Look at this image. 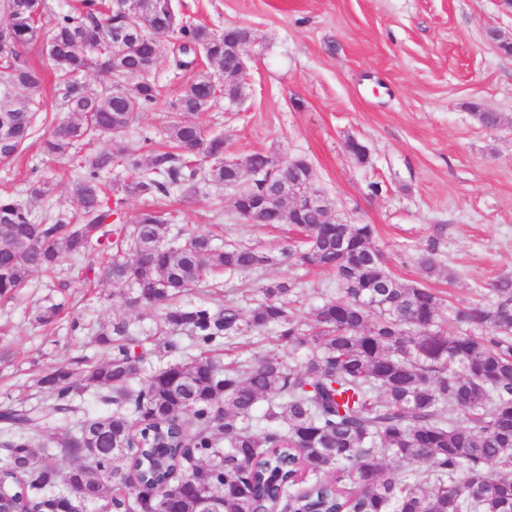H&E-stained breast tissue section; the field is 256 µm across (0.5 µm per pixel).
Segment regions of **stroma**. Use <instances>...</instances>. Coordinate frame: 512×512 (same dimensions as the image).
<instances>
[{
	"mask_svg": "<svg viewBox=\"0 0 512 512\" xmlns=\"http://www.w3.org/2000/svg\"><path fill=\"white\" fill-rule=\"evenodd\" d=\"M174 3L188 20L217 31L244 25L257 39L247 50L244 98L236 104L217 98L195 116L207 133L223 135L226 158L261 152L306 159L314 189L333 202V217L374 225L393 274L437 289L453 306L487 300L490 284L512 273V57L495 43L499 36L512 39V8L502 0ZM27 57L47 83L43 119L25 153L0 166V195L26 198L30 182L43 178L53 186V209L69 212L73 166L42 151L43 139L68 112L52 89L49 60L35 46ZM170 60L169 48H162L156 78L163 104L140 114L126 133L132 153H145L146 131L165 145L174 118L165 102L213 70L203 60L178 71ZM478 107L502 113L504 124L481 126ZM351 139L366 147L367 162L347 153ZM234 194L206 186L173 191L163 201L176 229L246 241L271 256L263 269L225 274L220 300L246 314L260 288L295 277L304 293L297 309L304 313L336 291L334 277L282 256L295 235L290 225L247 223L233 209ZM433 242L440 269L430 276L418 257ZM107 260L101 251L63 259L54 277L30 279L16 298H0V400L37 401L35 378L80 356L102 360L94 327L122 319L153 331L152 320H138L118 302L121 286L102 275ZM47 297L68 307L57 323L42 326L34 308ZM74 315L85 330H70Z\"/></svg>",
	"mask_w": 512,
	"mask_h": 512,
	"instance_id": "obj_1",
	"label": "stroma"
}]
</instances>
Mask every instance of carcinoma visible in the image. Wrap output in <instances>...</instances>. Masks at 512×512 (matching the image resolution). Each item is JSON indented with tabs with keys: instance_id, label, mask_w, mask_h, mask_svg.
Here are the masks:
<instances>
[{
	"instance_id": "carcinoma-1",
	"label": "carcinoma",
	"mask_w": 512,
	"mask_h": 512,
	"mask_svg": "<svg viewBox=\"0 0 512 512\" xmlns=\"http://www.w3.org/2000/svg\"><path fill=\"white\" fill-rule=\"evenodd\" d=\"M139 16L112 12L101 0L47 17L45 0H0V21L10 26L15 51L0 59V80L16 86L22 106L0 112V163L19 156L34 133L44 91L42 72L23 51L50 46L63 105L73 115L53 126L43 151L77 160L71 213L35 219L33 203L48 204L46 181L30 184L23 201L0 195V297H12L28 278L55 272L63 256L111 253L106 269L126 288L123 305L147 311L170 353L181 340L207 353L248 335L273 334L301 354L297 365L255 351L221 364L207 356L179 358L154 367L130 323L114 320L94 332L108 352L101 362L82 358L37 381L48 405L0 402V508L5 512H69L76 498L112 512H256L284 504L288 512H512V275L489 288L494 300L455 308L421 284H403L388 269L371 224H328L309 212L295 225L298 243L285 249L299 266L334 273L336 296L300 318L290 308L299 282L274 281L261 289L248 315L231 303L214 308L186 304L191 291L209 292L219 270L247 272L271 257L251 245L213 244L207 235L171 234L153 208L133 224H112L109 192L166 198L197 189L204 180L229 187L239 176L224 168V137L207 136L191 116L209 109L210 75L187 84L167 103L179 117L168 127L171 145L147 155L127 152L125 133L141 113L160 103L143 63L158 55L156 36L168 34L177 70L205 57L218 71L232 66L224 37L180 17L172 0H137ZM138 24L121 68H112V29ZM88 71L103 82L89 92ZM94 133L103 146L81 157L72 150ZM273 158L254 153L250 170H266L253 194L283 178L270 172ZM130 173L106 187L105 177ZM436 243L418 258L436 272ZM64 303L36 308L40 325L56 322ZM105 389L111 410L85 418L77 429L34 448L32 430L82 412L85 392ZM268 401L259 415V403ZM69 462L63 480L59 459Z\"/></svg>"
}]
</instances>
